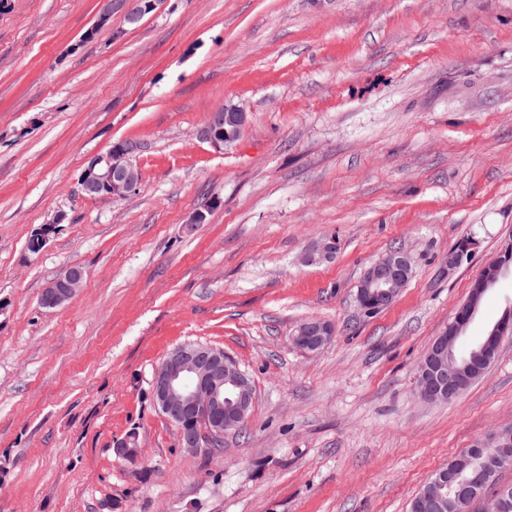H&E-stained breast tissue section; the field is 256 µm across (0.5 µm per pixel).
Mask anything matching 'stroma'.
Segmentation results:
<instances>
[{
  "label": "stroma",
  "instance_id": "35a3bbf8",
  "mask_svg": "<svg viewBox=\"0 0 512 512\" xmlns=\"http://www.w3.org/2000/svg\"><path fill=\"white\" fill-rule=\"evenodd\" d=\"M95 19V0H0V512H409L512 426V336L455 399L414 389L512 239V0H165L84 42ZM227 105L248 123L218 153L197 131ZM119 140L135 194L84 196ZM329 237L336 255L304 263ZM398 247L412 276L365 313L359 282ZM75 264L82 288L43 308ZM511 305L508 274L466 344ZM310 318L335 328L315 351L290 341ZM185 342L254 390L223 450L192 457L150 395ZM132 433L139 464L113 451ZM85 277L86 271L82 266L67 267L44 290L41 305L51 309L63 307L82 288Z\"/></svg>",
  "mask_w": 512,
  "mask_h": 512
}]
</instances>
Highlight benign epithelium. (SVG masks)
<instances>
[{
	"mask_svg": "<svg viewBox=\"0 0 512 512\" xmlns=\"http://www.w3.org/2000/svg\"><path fill=\"white\" fill-rule=\"evenodd\" d=\"M163 0H97L96 21L88 29L87 42L97 31L107 26L112 16L122 15L127 23L137 24L145 16L158 11ZM248 121L242 109L233 106L210 113L198 130L201 140L216 152L236 142ZM138 145L117 141L105 152L91 157L79 177L82 193L89 198L105 197L124 200L134 194L140 173L132 162ZM59 214L53 223L59 224ZM51 223V224H53ZM51 224H44L31 235L28 248L41 251L48 240ZM337 250V242L327 238L305 253L304 261L329 258ZM488 273L481 288L495 285L509 271L505 261L493 259L485 265ZM412 271V259L401 249L391 250L374 260L364 272L357 290V301L367 313L390 305L406 287ZM86 271L72 265L57 275L44 290L41 305L59 308L68 303L82 288ZM477 312L475 302L463 305L448 329L437 337L420 362L415 375L416 394L427 401H446L464 387L478 372L479 363L494 361L502 339L512 329V305L505 309L487 339L482 343L476 360L466 364L457 356V345L464 327ZM334 335L332 325L310 319L298 325L290 336L291 342L304 350L315 351ZM152 399L155 409L177 430L178 447L190 454L206 447L222 445L224 433L241 427L248 419L254 392L250 379L238 362L224 350L207 344L186 342L178 345L155 368L152 379ZM504 428L492 437L476 442L467 454L477 464L466 470L458 464H448L425 482L414 512H443L454 509L463 512L473 502L484 497L495 485L499 472L512 465V458L492 452L489 445L508 433ZM117 456L136 461L141 457L137 439L129 436L115 444ZM495 512H512V486L501 487L493 498Z\"/></svg>",
	"mask_w": 512,
	"mask_h": 512,
	"instance_id": "obj_1",
	"label": "benign epithelium"
}]
</instances>
